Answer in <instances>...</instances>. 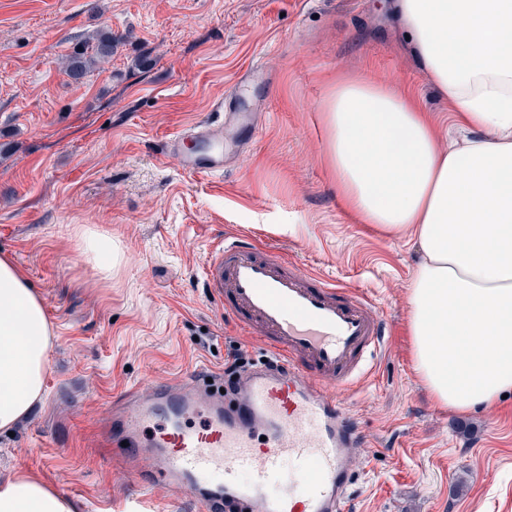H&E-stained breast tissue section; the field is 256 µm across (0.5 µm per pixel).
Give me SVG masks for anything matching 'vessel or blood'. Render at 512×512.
<instances>
[{
	"label": "vessel or blood",
	"mask_w": 512,
	"mask_h": 512,
	"mask_svg": "<svg viewBox=\"0 0 512 512\" xmlns=\"http://www.w3.org/2000/svg\"><path fill=\"white\" fill-rule=\"evenodd\" d=\"M184 126L166 143L190 174H219L227 154L189 153L186 143L223 138L242 122ZM205 286L267 360L234 383L207 369L125 392L106 437L139 489L165 483L199 512H339L362 447L336 392L366 378L384 326L371 300L342 289L242 236L224 239L206 264Z\"/></svg>",
	"instance_id": "1"
}]
</instances>
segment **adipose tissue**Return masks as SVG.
<instances>
[{
  "label": "adipose tissue",
  "instance_id": "1",
  "mask_svg": "<svg viewBox=\"0 0 512 512\" xmlns=\"http://www.w3.org/2000/svg\"><path fill=\"white\" fill-rule=\"evenodd\" d=\"M405 36L459 125L442 146L410 94L363 78L329 94L327 154L363 223L420 247L408 294L414 368L437 401L470 413L512 395V0H396ZM79 258L111 279L121 256L96 225ZM53 326L41 296L0 254V431L45 393ZM0 512H75L26 474L0 479Z\"/></svg>",
  "mask_w": 512,
  "mask_h": 512
}]
</instances>
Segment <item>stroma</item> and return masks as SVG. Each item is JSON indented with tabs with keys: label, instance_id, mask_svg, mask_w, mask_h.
Wrapping results in <instances>:
<instances>
[{
	"label": "stroma",
	"instance_id": "obj_1",
	"mask_svg": "<svg viewBox=\"0 0 512 512\" xmlns=\"http://www.w3.org/2000/svg\"><path fill=\"white\" fill-rule=\"evenodd\" d=\"M100 30L111 60L72 80L64 59ZM357 77L412 90L460 138L390 0H0V253L54 331L44 398L0 434V479L26 473L77 512H197L167 485L136 491L99 427L131 387L223 372L226 338L263 355L203 287L237 234L363 292L386 322L373 374L339 396L365 442L344 512H512V400L454 413L430 395L408 330L420 254L336 189L323 105ZM220 106L261 128L239 129L223 174H189L166 142ZM81 224L118 246L111 281L79 262Z\"/></svg>",
	"mask_w": 512,
	"mask_h": 512
}]
</instances>
